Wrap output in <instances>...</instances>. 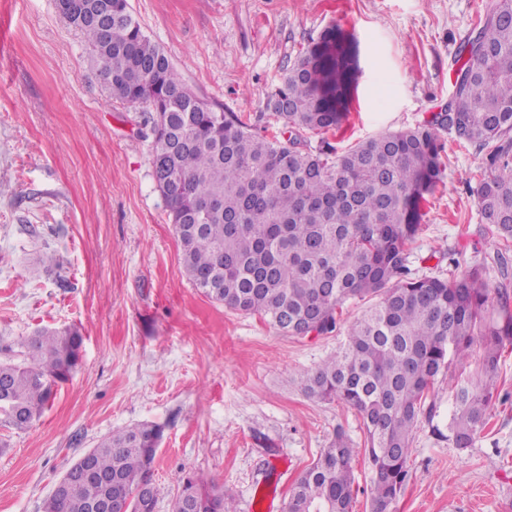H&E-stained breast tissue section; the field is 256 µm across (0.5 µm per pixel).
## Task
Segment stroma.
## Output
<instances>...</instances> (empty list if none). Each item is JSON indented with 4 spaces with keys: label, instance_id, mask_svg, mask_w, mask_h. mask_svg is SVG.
Instances as JSON below:
<instances>
[{
    "label": "stroma",
    "instance_id": "obj_1",
    "mask_svg": "<svg viewBox=\"0 0 512 512\" xmlns=\"http://www.w3.org/2000/svg\"><path fill=\"white\" fill-rule=\"evenodd\" d=\"M186 89L252 126H277L268 92L328 25L350 30L361 74L340 148L431 118L453 92L456 49L492 0H129ZM55 0H0V336L78 327L79 365L41 419L0 426V512H42L55 483L112 431L163 436L155 512H172L183 476L201 473L238 512H284L302 470L354 411L304 397L295 375L344 341L294 337L211 301L183 272L151 169L141 107L112 99ZM445 177L424 206L414 276L447 275L448 254L501 282L497 241L481 224L475 181L485 151L441 134ZM437 415L417 427L394 512H512V348L500 396L472 448H454L447 379Z\"/></svg>",
    "mask_w": 512,
    "mask_h": 512
}]
</instances>
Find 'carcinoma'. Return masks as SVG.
Masks as SVG:
<instances>
[{"label":"carcinoma","mask_w":512,"mask_h":512,"mask_svg":"<svg viewBox=\"0 0 512 512\" xmlns=\"http://www.w3.org/2000/svg\"><path fill=\"white\" fill-rule=\"evenodd\" d=\"M67 23L100 62L112 97L144 105L151 168L188 280L206 297L256 315L292 335L315 320L317 335L337 330L349 301L372 304L336 352L295 382L310 399L336 401L362 420L364 439L342 428L303 470L286 512H352L353 462L370 463V512H393L405 488L411 442L421 418L433 420L431 391L448 377L453 411L448 440L465 450L485 430L498 394L500 360L512 347V296L491 290L479 264L448 254V276L410 277L411 246L422 205L442 181L439 132L488 149L476 186L482 223L512 250V0H496L460 43L455 90L442 112L408 129L385 132L338 151L325 135L342 128L354 99L358 51L339 26L326 28L266 98L288 134L260 133L233 112H217L185 89L163 50L142 30L128 0H79ZM323 135L307 148L302 133ZM214 196L219 211L195 201ZM83 336L43 327L0 343V391L22 417L0 410L18 431L39 420L72 376ZM479 346L478 368L464 374ZM162 428L118 429L91 449L102 480L73 477L65 506L48 498L43 512H92L111 501L117 512H155L139 496L152 483ZM191 501L198 512H237L204 475L181 480L173 512Z\"/></svg>","instance_id":"1"}]
</instances>
